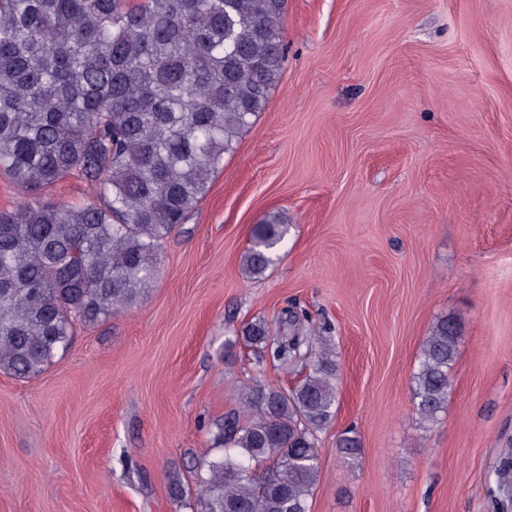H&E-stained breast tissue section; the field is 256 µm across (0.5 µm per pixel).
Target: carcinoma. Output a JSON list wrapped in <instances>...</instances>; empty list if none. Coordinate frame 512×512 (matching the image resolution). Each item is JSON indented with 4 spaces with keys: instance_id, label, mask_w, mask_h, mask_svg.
<instances>
[{
    "instance_id": "carcinoma-1",
    "label": "carcinoma",
    "mask_w": 512,
    "mask_h": 512,
    "mask_svg": "<svg viewBox=\"0 0 512 512\" xmlns=\"http://www.w3.org/2000/svg\"><path fill=\"white\" fill-rule=\"evenodd\" d=\"M285 0H0V173L21 201L0 211V371L34 377L75 326L138 305L162 244L186 223L224 155L263 111L285 59ZM75 176L84 205L38 196ZM288 225L259 224L242 270L262 277ZM280 331L251 321L240 337L257 365L304 362L292 388H243L244 416L217 425L224 445L201 464L200 512H310L317 433L336 413L330 327ZM457 327L442 319L413 374L420 420L448 400Z\"/></svg>"
}]
</instances>
